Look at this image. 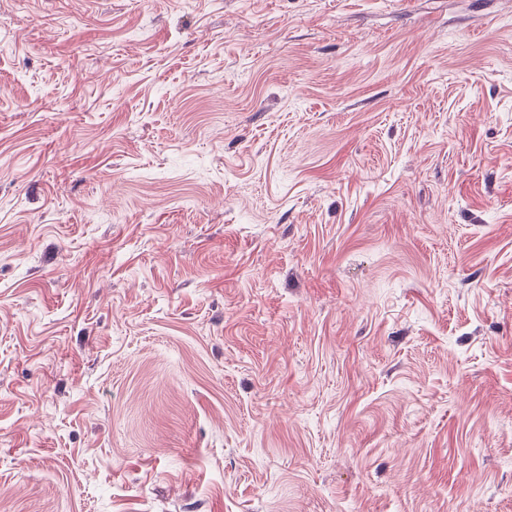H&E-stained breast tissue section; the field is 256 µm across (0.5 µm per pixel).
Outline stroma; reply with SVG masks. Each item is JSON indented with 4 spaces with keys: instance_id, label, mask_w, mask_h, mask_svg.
I'll return each mask as SVG.
<instances>
[{
    "instance_id": "35a3bbf8",
    "label": "stroma",
    "mask_w": 512,
    "mask_h": 512,
    "mask_svg": "<svg viewBox=\"0 0 512 512\" xmlns=\"http://www.w3.org/2000/svg\"><path fill=\"white\" fill-rule=\"evenodd\" d=\"M0 512H512V0H0Z\"/></svg>"
}]
</instances>
